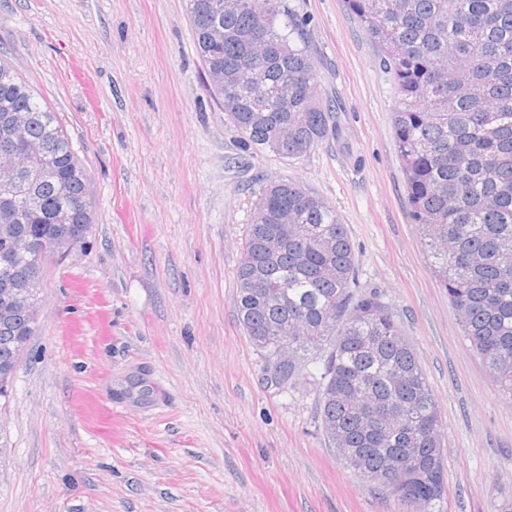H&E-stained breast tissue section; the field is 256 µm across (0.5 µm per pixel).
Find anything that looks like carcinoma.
I'll use <instances>...</instances> for the list:
<instances>
[{
	"label": "carcinoma",
	"instance_id": "cac0c4a2",
	"mask_svg": "<svg viewBox=\"0 0 512 512\" xmlns=\"http://www.w3.org/2000/svg\"><path fill=\"white\" fill-rule=\"evenodd\" d=\"M382 53L396 89L392 125L405 175L408 216L424 236L430 265L456 310L464 336L512 399V0H346ZM196 51L206 72H224L213 96L253 154L272 152L275 133H288V157L299 158L333 134L318 100L316 69L305 21L288 0H187ZM27 118L26 136L39 147L36 170L20 171L32 208L16 201L19 231L56 230L55 216L73 211L72 226L93 224L90 183L58 115L11 67L0 63V162L13 147L1 120ZM237 270L238 319L250 341L284 363L281 390L316 364L320 417L331 445L354 448L365 472L384 469L407 451L423 468L409 497L440 500L442 421L435 395L411 345L380 295L357 294L349 230L324 199L292 180L261 187ZM295 233L268 255L275 225ZM28 266L19 255L0 265V282ZM257 280L263 293L248 283ZM29 311L0 320V377L19 367L15 345L34 336ZM397 404L433 429L401 428L385 411Z\"/></svg>",
	"mask_w": 512,
	"mask_h": 512
}]
</instances>
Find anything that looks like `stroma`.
I'll return each instance as SVG.
<instances>
[{"label":"stroma","mask_w":512,"mask_h":512,"mask_svg":"<svg viewBox=\"0 0 512 512\" xmlns=\"http://www.w3.org/2000/svg\"><path fill=\"white\" fill-rule=\"evenodd\" d=\"M288 2L336 127L295 159L242 149L210 94L187 0H0V61L58 113L94 213L88 251L45 264L39 329L0 400L14 448L0 512H412L330 447L318 374L271 386L238 321L255 195L281 178L347 224L357 293L381 295L432 387L435 512H512V400L408 217L392 77L345 0Z\"/></svg>","instance_id":"obj_1"}]
</instances>
